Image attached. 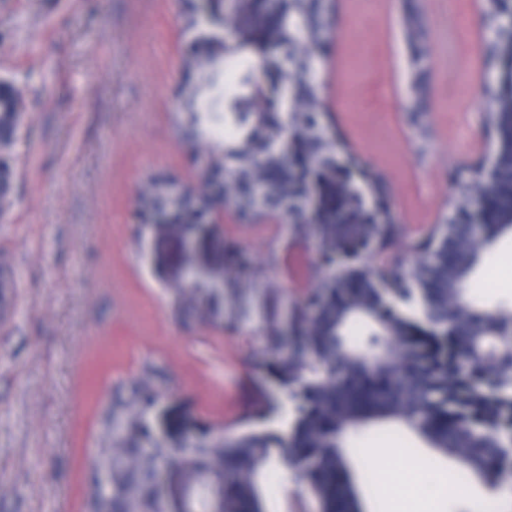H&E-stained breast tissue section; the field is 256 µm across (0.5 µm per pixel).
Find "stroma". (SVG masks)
Listing matches in <instances>:
<instances>
[{"label": "stroma", "mask_w": 512, "mask_h": 512, "mask_svg": "<svg viewBox=\"0 0 512 512\" xmlns=\"http://www.w3.org/2000/svg\"><path fill=\"white\" fill-rule=\"evenodd\" d=\"M185 0H0V76L21 92L10 149L14 173L0 212V270L14 283L0 315V512H83L100 413L156 370L158 420L172 441L212 428L257 426L268 403L269 328L299 311L307 281L281 258L290 229L225 223L222 237L186 238L136 225L152 177L194 180L206 144L181 143L170 114L196 76L182 64ZM420 15L425 49L406 39ZM320 81L326 119L346 149L388 184L412 245L453 209L455 170L484 163L487 86L478 0H336ZM426 86L413 100L414 81ZM269 266L279 287L225 276L224 307L199 320L172 290L188 265L223 273L222 244ZM512 237L496 243L487 305L512 301ZM393 460L418 477L408 505L434 504L425 484L458 478L455 461L403 426L366 444L361 459Z\"/></svg>", "instance_id": "stroma-1"}]
</instances>
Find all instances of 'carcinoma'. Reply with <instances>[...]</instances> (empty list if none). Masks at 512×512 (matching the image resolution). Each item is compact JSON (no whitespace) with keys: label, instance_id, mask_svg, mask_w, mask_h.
<instances>
[{"label":"carcinoma","instance_id":"1","mask_svg":"<svg viewBox=\"0 0 512 512\" xmlns=\"http://www.w3.org/2000/svg\"><path fill=\"white\" fill-rule=\"evenodd\" d=\"M330 0H281L260 15L254 0H233L224 14V35L198 39L184 66L197 81L182 92L180 111L191 134L228 144L211 161L224 175V192L242 215L297 193L272 140L274 124L234 120L238 133L220 137L197 127V112L213 111L212 92L224 88L225 67L236 65L235 84L250 81L249 67L265 59L268 43L288 47L303 62L329 41L323 15ZM320 81L301 85L292 98L266 100L255 109L286 117L303 151H330L329 132L311 113L323 114ZM484 183L478 168L456 175L457 204L466 206ZM168 180L151 178L138 203L152 209L171 204L185 219L204 197L169 198ZM491 189L502 208L512 206V160L504 158ZM376 269L346 266L323 281L315 311L296 319L288 351L266 363L267 380L296 402L283 427L245 431L222 440L201 439L187 448H167L153 434L148 409L157 393L155 372L146 369L130 395L104 410L85 494L86 512H210L211 492L224 495V512H273L277 489L295 474L318 512H368L358 482L373 472L354 473L346 448L374 431L376 421L398 422L428 447L449 455L466 479L494 491L512 485V306H489L473 290L484 255L511 224H438L414 243L419 261L404 267L390 256L401 235L397 224H375ZM355 234L325 228L321 240L347 251ZM202 317L224 307L203 303L192 288H178ZM194 482L190 507L162 495L160 478Z\"/></svg>","mask_w":512,"mask_h":512}]
</instances>
